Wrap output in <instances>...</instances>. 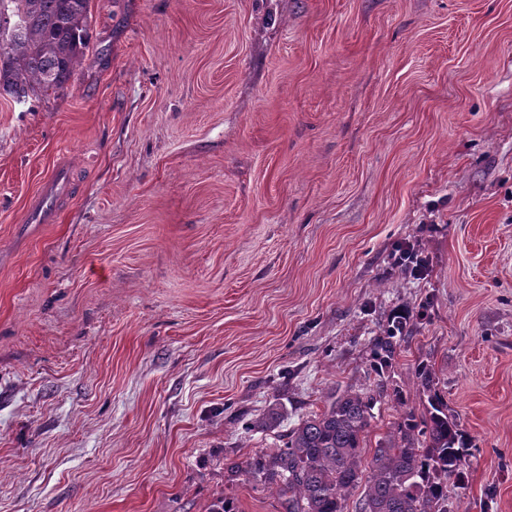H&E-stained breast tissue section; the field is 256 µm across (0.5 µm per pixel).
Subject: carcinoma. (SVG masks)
<instances>
[{"label":"carcinoma","mask_w":512,"mask_h":512,"mask_svg":"<svg viewBox=\"0 0 512 512\" xmlns=\"http://www.w3.org/2000/svg\"><path fill=\"white\" fill-rule=\"evenodd\" d=\"M91 0H0V11L16 20L0 42V95L16 102L61 89L89 46ZM410 316L395 318L373 339L371 369L380 374L397 355ZM417 378L427 405L410 411L395 432L366 448L376 399L346 392L326 410L292 428L282 448H267L247 461L245 474L277 489L279 512H346L347 493L362 479L363 455L371 453L370 476L355 512H448L444 480L461 478L469 443L448 414L431 369Z\"/></svg>","instance_id":"obj_1"}]
</instances>
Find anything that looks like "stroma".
Returning a JSON list of instances; mask_svg holds the SVG:
<instances>
[{
  "label": "stroma",
  "instance_id": "obj_1",
  "mask_svg": "<svg viewBox=\"0 0 512 512\" xmlns=\"http://www.w3.org/2000/svg\"><path fill=\"white\" fill-rule=\"evenodd\" d=\"M89 35L0 97V512H276L229 466L374 390L400 308L368 445L428 364L451 512H512V0H91ZM72 176L69 168L59 165L53 176L40 188L29 209L30 224H48L58 204L67 196ZM427 258L414 247L407 245L404 248H398L394 253V261L397 265L404 267L409 271L410 275L421 278L427 275L428 263ZM410 319L409 314L398 316L385 331V336H377L373 339L371 347L373 364H371V369L376 375L380 376V372H383L384 368L392 364L397 355L401 338L406 336L409 331Z\"/></svg>",
  "mask_w": 512,
  "mask_h": 512
}]
</instances>
